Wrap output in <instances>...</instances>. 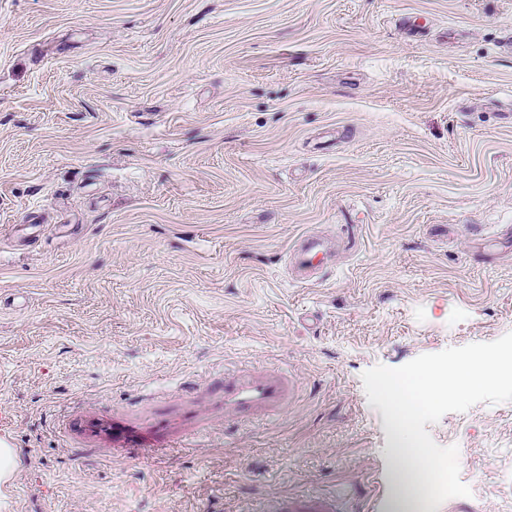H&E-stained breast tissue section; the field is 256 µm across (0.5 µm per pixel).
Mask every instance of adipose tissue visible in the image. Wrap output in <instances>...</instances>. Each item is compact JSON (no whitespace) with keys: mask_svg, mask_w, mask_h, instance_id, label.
<instances>
[{"mask_svg":"<svg viewBox=\"0 0 512 512\" xmlns=\"http://www.w3.org/2000/svg\"><path fill=\"white\" fill-rule=\"evenodd\" d=\"M494 364L476 370L469 365H460L449 380L447 390L434 388L426 376L407 379L386 376L377 383V392L385 405L390 422L397 434V446L393 452L395 497L393 512H415L416 493L435 462L429 453L413 441L409 428L416 417L434 405L442 395L461 397L468 393L493 387L496 383Z\"/></svg>","mask_w":512,"mask_h":512,"instance_id":"1","label":"adipose tissue"}]
</instances>
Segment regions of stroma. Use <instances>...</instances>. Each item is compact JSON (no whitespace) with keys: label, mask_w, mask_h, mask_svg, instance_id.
Listing matches in <instances>:
<instances>
[{"label":"stroma","mask_w":512,"mask_h":512,"mask_svg":"<svg viewBox=\"0 0 512 512\" xmlns=\"http://www.w3.org/2000/svg\"><path fill=\"white\" fill-rule=\"evenodd\" d=\"M512 0H0V512H388L378 380L512 365ZM306 235L322 272L292 259ZM274 365L279 416L224 417ZM512 512V392L412 425ZM296 389L295 379L279 367L224 373V416L251 420L279 415L288 409ZM17 465L15 449L3 447L0 444V498L4 489H7L13 479Z\"/></svg>","instance_id":"stroma-1"}]
</instances>
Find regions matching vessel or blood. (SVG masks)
I'll return each mask as SVG.
<instances>
[{
    "label": "vessel or blood",
    "instance_id": "vessel-or-blood-1",
    "mask_svg": "<svg viewBox=\"0 0 512 512\" xmlns=\"http://www.w3.org/2000/svg\"><path fill=\"white\" fill-rule=\"evenodd\" d=\"M321 252L317 238H303L298 262L300 271L317 270ZM296 389L295 379L274 366L231 375L224 379V413L239 420L278 415L287 410Z\"/></svg>",
    "mask_w": 512,
    "mask_h": 512
}]
</instances>
